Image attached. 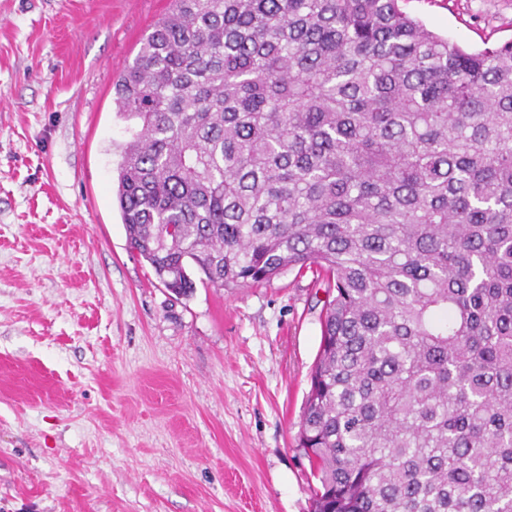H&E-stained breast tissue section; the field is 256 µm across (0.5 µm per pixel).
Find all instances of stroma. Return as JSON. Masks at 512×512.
<instances>
[{"label":"stroma","instance_id":"35a3bbf8","mask_svg":"<svg viewBox=\"0 0 512 512\" xmlns=\"http://www.w3.org/2000/svg\"><path fill=\"white\" fill-rule=\"evenodd\" d=\"M172 0H0V512H310L312 270L172 294L116 198L113 86ZM476 51L512 0H406Z\"/></svg>","mask_w":512,"mask_h":512}]
</instances>
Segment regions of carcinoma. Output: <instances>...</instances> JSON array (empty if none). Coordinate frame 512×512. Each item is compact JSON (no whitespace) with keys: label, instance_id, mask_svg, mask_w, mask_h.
Segmentation results:
<instances>
[{"label":"carcinoma","instance_id":"1","mask_svg":"<svg viewBox=\"0 0 512 512\" xmlns=\"http://www.w3.org/2000/svg\"><path fill=\"white\" fill-rule=\"evenodd\" d=\"M403 0H174L114 85L131 249L179 296L315 269L313 512H512V41Z\"/></svg>","mask_w":512,"mask_h":512}]
</instances>
